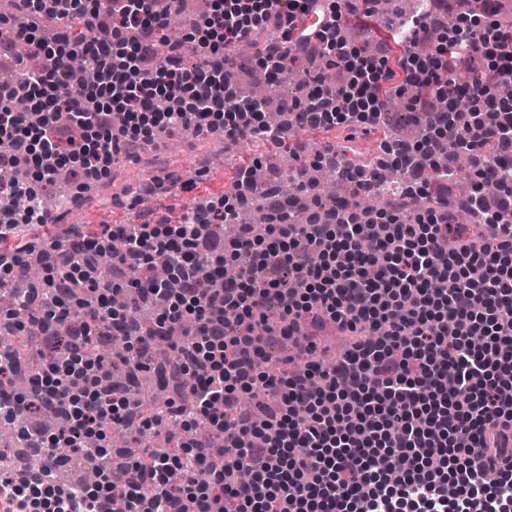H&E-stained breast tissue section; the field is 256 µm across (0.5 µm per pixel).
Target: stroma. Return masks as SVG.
I'll return each mask as SVG.
<instances>
[{
	"label": "stroma",
	"instance_id": "1",
	"mask_svg": "<svg viewBox=\"0 0 512 512\" xmlns=\"http://www.w3.org/2000/svg\"><path fill=\"white\" fill-rule=\"evenodd\" d=\"M346 27L355 32L356 45L371 49L386 46L394 59L406 50L400 41L397 21L367 18L356 12L348 15ZM408 113L407 105L390 98L385 102L384 132L366 134L358 129L353 140L340 137L336 144L350 146L357 163L371 162L381 140L411 134L412 125L403 121ZM291 137L308 144V151L295 157L281 147L274 149L247 139L230 144L221 135H199L191 129L174 137H162L159 148L144 149L131 160H115L106 177L78 194L65 211L57 213L48 234L54 237L71 227L85 234L98 233L106 224L131 223L137 214L146 221L163 218L178 223L187 212L230 190L237 168L254 159L279 156L281 170L290 175L310 167L326 140L325 134L299 129Z\"/></svg>",
	"mask_w": 512,
	"mask_h": 512
}]
</instances>
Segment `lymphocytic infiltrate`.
Returning a JSON list of instances; mask_svg holds the SVG:
<instances>
[{
    "mask_svg": "<svg viewBox=\"0 0 512 512\" xmlns=\"http://www.w3.org/2000/svg\"><path fill=\"white\" fill-rule=\"evenodd\" d=\"M16 12L53 18L81 15L84 35L9 26L0 49L33 46L46 62L28 81H0V168L36 165V184L0 188V282L25 267L34 244L28 230L44 213L15 211L13 200L47 189L61 167L103 174L121 154L155 143L159 134L195 128L287 146L301 142L265 126L258 105L224 81L225 51L260 29L275 30L259 55L281 76L320 54L328 67L314 95L332 111L291 100L298 127L345 132L380 129L384 92L396 71L404 85L428 87L411 98L430 117L412 143L381 141L375 167L354 170L369 190L378 168L394 159L410 182L423 163L451 178L469 153L478 182L498 194L488 205L474 191L466 207L481 211L478 234L453 232L454 210L432 207L405 220L399 207L365 210L317 202L303 222L284 215L256 231L234 222L248 168L217 206L175 224H115L81 236L79 257L44 251L41 269L53 292L30 297L52 323L83 316L71 354L31 377L62 418L48 432L20 431L41 460L25 484L0 475L9 512H512V27L497 20L501 0H422L400 18L411 46L389 66L387 52L348 44L346 15L327 0H210L191 36L203 63L186 65L181 48L159 50L173 0H12ZM434 44L430 54L419 42ZM478 63L485 80L449 90V60ZM107 89L111 104L98 97ZM109 256L130 267L166 258L169 281L145 280L139 291L160 300L155 333L176 337L161 368L179 393L145 408L113 382V370L91 353L93 328L117 327L131 371L152 347L130 311L112 304V280L93 266ZM207 257L208 271L195 260ZM96 289L84 314L77 294ZM336 321L352 335L348 354L328 364L316 356L309 328ZM297 341L299 369L272 370L268 344ZM90 386L87 405L72 400ZM169 425V447L147 456L111 453V425ZM78 459H106L90 482L60 486L56 451L72 440Z\"/></svg>",
    "mask_w": 512,
    "mask_h": 512,
    "instance_id": "lymphocytic-infiltrate-1",
    "label": "lymphocytic infiltrate"
}]
</instances>
